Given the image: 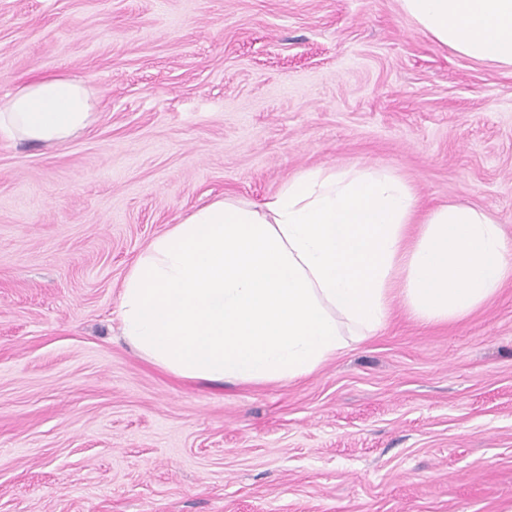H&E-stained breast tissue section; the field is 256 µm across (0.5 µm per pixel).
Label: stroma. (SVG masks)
Returning a JSON list of instances; mask_svg holds the SVG:
<instances>
[{
    "mask_svg": "<svg viewBox=\"0 0 512 512\" xmlns=\"http://www.w3.org/2000/svg\"><path fill=\"white\" fill-rule=\"evenodd\" d=\"M50 74L98 106L60 145L0 134V512H512V283L261 386L165 374L116 317L154 237L311 168L512 239V68L398 0H0V101Z\"/></svg>",
    "mask_w": 512,
    "mask_h": 512,
    "instance_id": "obj_1",
    "label": "stroma"
}]
</instances>
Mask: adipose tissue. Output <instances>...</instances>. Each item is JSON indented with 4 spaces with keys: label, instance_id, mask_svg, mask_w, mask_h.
I'll return each instance as SVG.
<instances>
[{
    "label": "adipose tissue",
    "instance_id": "ef3b65f1",
    "mask_svg": "<svg viewBox=\"0 0 512 512\" xmlns=\"http://www.w3.org/2000/svg\"><path fill=\"white\" fill-rule=\"evenodd\" d=\"M458 55L512 67V0H399ZM95 104L83 82L37 76L0 103V133L59 144ZM512 280V242L470 205L418 211L388 169L314 168L262 204L221 198L155 237L127 271L126 341L180 379L292 382L375 335L394 310L423 325L468 318Z\"/></svg>",
    "mask_w": 512,
    "mask_h": 512
}]
</instances>
